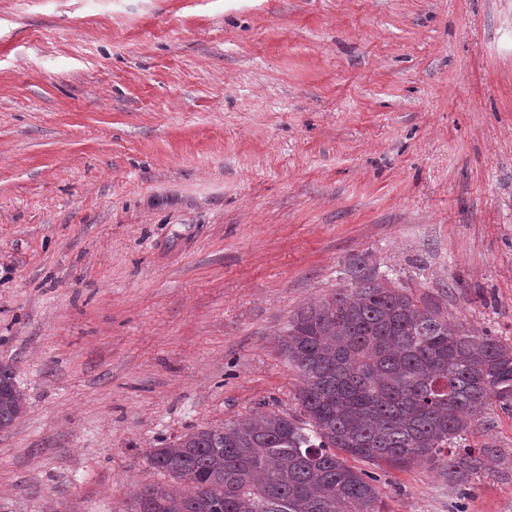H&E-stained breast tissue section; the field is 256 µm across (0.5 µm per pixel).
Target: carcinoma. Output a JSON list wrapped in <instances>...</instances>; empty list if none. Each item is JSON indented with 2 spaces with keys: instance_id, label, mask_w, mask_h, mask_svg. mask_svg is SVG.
Listing matches in <instances>:
<instances>
[{
  "instance_id": "carcinoma-1",
  "label": "carcinoma",
  "mask_w": 512,
  "mask_h": 512,
  "mask_svg": "<svg viewBox=\"0 0 512 512\" xmlns=\"http://www.w3.org/2000/svg\"><path fill=\"white\" fill-rule=\"evenodd\" d=\"M279 349L303 378L307 421L268 412L153 449L150 465L179 486L144 488L130 512H383L371 475L345 456L456 468L474 460L471 448L451 450L471 416L512 407L511 345L365 267L296 312ZM22 412L13 370L0 364V430Z\"/></svg>"
}]
</instances>
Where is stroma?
Returning a JSON list of instances; mask_svg holds the SVG:
<instances>
[{
  "mask_svg": "<svg viewBox=\"0 0 512 512\" xmlns=\"http://www.w3.org/2000/svg\"><path fill=\"white\" fill-rule=\"evenodd\" d=\"M512 345V0H0V512H127L161 444L302 418L278 348L356 266ZM353 460L384 512H512ZM23 412V397L14 382L13 370L0 364V430L10 427Z\"/></svg>",
  "mask_w": 512,
  "mask_h": 512,
  "instance_id": "35a3bbf8",
  "label": "stroma"
}]
</instances>
